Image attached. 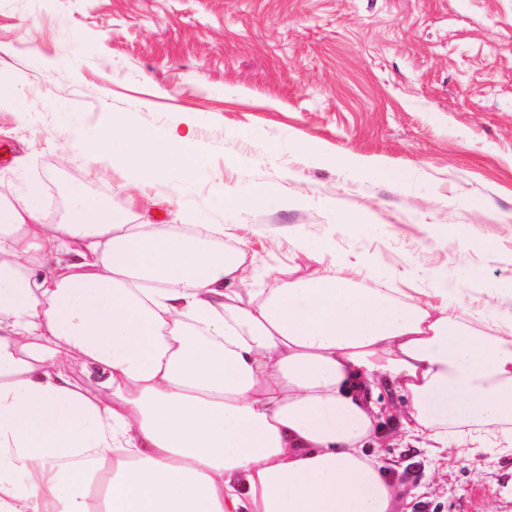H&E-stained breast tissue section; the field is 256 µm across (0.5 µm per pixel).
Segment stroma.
<instances>
[{
    "mask_svg": "<svg viewBox=\"0 0 512 512\" xmlns=\"http://www.w3.org/2000/svg\"><path fill=\"white\" fill-rule=\"evenodd\" d=\"M0 80L25 105L0 111V175L39 186L48 218L77 187L157 224L223 225L264 283L343 259L421 301L436 270L468 303L512 286V0H0ZM112 113L157 131L194 119L192 177L143 190L110 155L88 168L61 131L96 138ZM473 237L493 250L470 251ZM299 239L333 250L309 257ZM381 398L392 414L373 450L398 512H512V447L433 463L400 432L404 398Z\"/></svg>",
    "mask_w": 512,
    "mask_h": 512,
    "instance_id": "1",
    "label": "stroma"
}]
</instances>
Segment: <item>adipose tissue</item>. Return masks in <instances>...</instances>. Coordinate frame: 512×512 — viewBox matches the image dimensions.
Returning <instances> with one entry per match:
<instances>
[{
  "label": "adipose tissue",
  "mask_w": 512,
  "mask_h": 512,
  "mask_svg": "<svg viewBox=\"0 0 512 512\" xmlns=\"http://www.w3.org/2000/svg\"><path fill=\"white\" fill-rule=\"evenodd\" d=\"M101 141L146 183L201 151L190 120ZM223 235L0 181V512H395L387 388L433 452L512 447V307L444 271L427 302L348 266L261 288Z\"/></svg>",
  "instance_id": "obj_1"
}]
</instances>
